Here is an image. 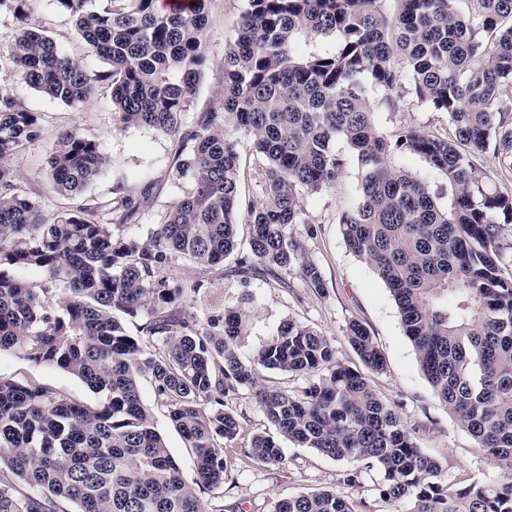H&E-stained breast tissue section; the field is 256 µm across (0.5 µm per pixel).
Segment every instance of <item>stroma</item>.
Returning a JSON list of instances; mask_svg holds the SVG:
<instances>
[{
    "label": "stroma",
    "instance_id": "1",
    "mask_svg": "<svg viewBox=\"0 0 512 512\" xmlns=\"http://www.w3.org/2000/svg\"><path fill=\"white\" fill-rule=\"evenodd\" d=\"M245 9L246 0H209L205 33L208 62L187 111L186 127H193L203 113L223 111L224 51L232 42ZM23 26L53 38L66 54L82 62L96 82L89 104L80 112L16 83L17 96L29 111L38 115L41 125L40 137L25 145L10 161L17 174L18 188L38 205L48 221L79 204L106 220L113 201L132 196L140 205L135 232L147 236L159 213L181 196L186 184L176 171L173 140L148 127L118 124L112 85L101 78L107 65L76 36L71 16L58 7L56 0H34L22 23L12 14L1 13L0 49L13 42ZM390 97V102L385 103L380 92L370 94L376 125L385 137H393L404 127L426 135L452 134L447 113L421 102L409 81H402ZM72 128L97 140L107 157L99 177L77 201L54 192L47 179L48 159L57 140L62 132ZM336 149L346 158L343 176L334 188L308 197L304 223L292 228L318 264L326 283L324 291L309 288L293 277L283 284L270 277L244 280L232 276L229 270L234 262L230 259L218 270L174 258L170 280L188 288L186 309L200 317L220 315L225 308L238 305L253 311L250 335L241 350L245 358L281 321L293 318L323 332L331 339L337 360L358 369L362 363L345 330L351 320L361 321L386 360L384 371L369 373L371 385L396 405L420 447L439 463L442 479L465 485L492 476L483 449L458 424L423 375L389 290L363 260L349 251L343 240L338 217L356 202L360 169L344 142H337ZM0 374L20 383L38 380L87 404L101 399L99 393L78 378L52 366L33 364L14 352L0 353ZM230 406L242 417L238 437L225 449L232 466L224 480V505L232 512H272L277 499L322 489L365 500L373 512H394L393 506L379 500L374 490L375 476H367L358 487L340 484L347 462L327 458L313 449L282 441L283 461L276 466L246 457L244 450L252 436L271 431L272 426L257 408L249 389L240 390Z\"/></svg>",
    "mask_w": 512,
    "mask_h": 512
}]
</instances>
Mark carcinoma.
<instances>
[{"label": "carcinoma", "mask_w": 512, "mask_h": 512, "mask_svg": "<svg viewBox=\"0 0 512 512\" xmlns=\"http://www.w3.org/2000/svg\"><path fill=\"white\" fill-rule=\"evenodd\" d=\"M56 0L78 36L109 70L120 124L177 140V171L191 187L142 239L130 232L134 198L112 206V223L77 206L46 222L16 186L9 161L40 137L39 119L12 90L21 80L73 111L87 107L91 77L54 39L23 29L0 59V266L38 268L29 284L0 269V352L57 367L104 400L84 405L32 380L0 375V512H224V444L241 422L226 400L242 388L275 434L255 435L247 455L279 464V438L351 467L340 482L359 486L377 473L379 499L409 512H512V194L493 188L476 157L488 148L512 166V0H247L224 53V111L182 129L206 65L207 0L160 12L155 0ZM31 0H0L22 21ZM473 8L464 9L463 4ZM332 37L336 48L307 52L302 38ZM401 58L416 97L448 113L453 136L411 128L388 139L373 121L368 88L388 95ZM252 141L263 185L241 195L237 134ZM344 141L361 168L356 205L338 224L348 248L389 289L418 364L436 395L486 452L496 476L469 483L440 479L396 411L360 372L336 360L332 340L286 319L252 357L240 348L251 311L226 309L206 322L182 310L172 287L175 257L233 273L279 278L291 271L324 288L321 272L290 226L304 223L306 196L332 188L346 167ZM414 157L440 175L433 187L398 166ZM99 143L73 129L48 161V182L77 197L100 174ZM249 227L238 250L236 226ZM147 315L139 335L120 315ZM347 337L371 371L386 361L360 322ZM301 373L288 394L262 384L261 371ZM154 403L141 396V379ZM167 414L194 465L187 481L153 424ZM211 497L205 510L201 494ZM273 512H370L334 491L277 500Z\"/></svg>", "instance_id": "obj_1"}]
</instances>
